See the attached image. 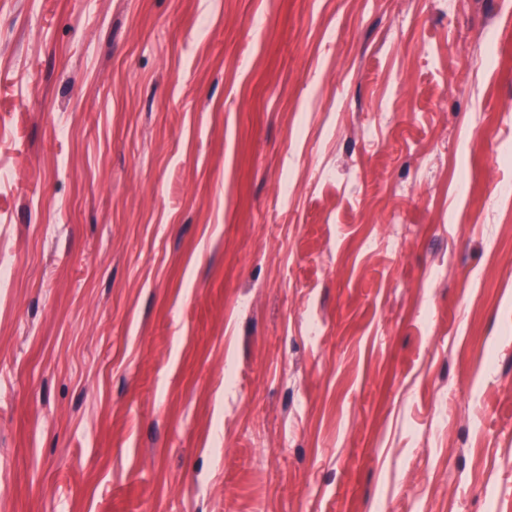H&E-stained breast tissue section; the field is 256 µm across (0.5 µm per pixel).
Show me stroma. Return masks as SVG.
<instances>
[{
  "label": "stroma",
  "instance_id": "1",
  "mask_svg": "<svg viewBox=\"0 0 512 512\" xmlns=\"http://www.w3.org/2000/svg\"><path fill=\"white\" fill-rule=\"evenodd\" d=\"M502 0H0V512H512Z\"/></svg>",
  "mask_w": 512,
  "mask_h": 512
}]
</instances>
